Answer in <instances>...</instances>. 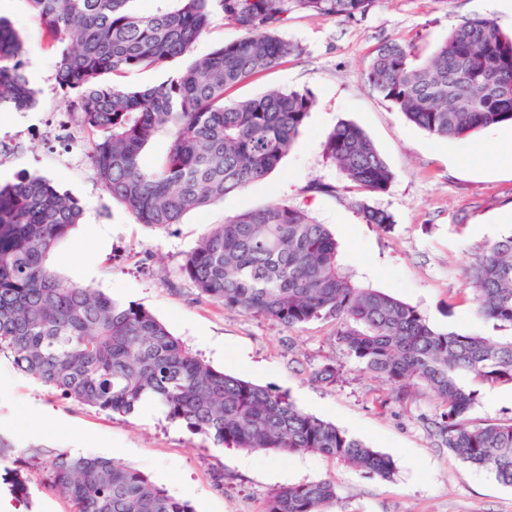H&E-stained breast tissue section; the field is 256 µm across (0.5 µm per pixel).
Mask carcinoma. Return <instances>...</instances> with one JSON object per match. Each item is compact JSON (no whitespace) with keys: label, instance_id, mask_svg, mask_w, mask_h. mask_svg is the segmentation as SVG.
<instances>
[{"label":"carcinoma","instance_id":"carcinoma-1","mask_svg":"<svg viewBox=\"0 0 512 512\" xmlns=\"http://www.w3.org/2000/svg\"><path fill=\"white\" fill-rule=\"evenodd\" d=\"M49 44L66 41L56 84L92 135L89 159L101 187L140 224L165 229L187 212L224 200L274 170L300 134L314 100L272 90L227 103L225 92L303 48L280 35L295 12L365 15L375 0H178L144 15L133 0H28ZM245 35L151 87L101 81L105 74L162 69L188 55L216 19ZM16 31L0 18V112L36 105ZM363 79L409 122L457 140L512 121V36L488 18L455 27L422 62L414 47L380 46ZM161 132L167 151L147 167L144 149ZM324 154L360 189H387L392 172L365 132L337 124ZM368 224L388 212L360 205ZM82 206L48 180L26 175L0 188V353L17 370L81 404L130 415L153 400L166 417L217 447L314 452L389 478L391 458L286 395L213 368L139 305L61 278L50 256L79 224ZM323 224L286 202L241 213L204 234L182 273L198 295L288 328L336 319V341L400 394L424 387L439 402L430 421L441 446L512 487V422L473 426L477 390L461 383H512V338L440 332L418 310L360 286L339 261ZM482 316L512 327V234L486 245L469 267ZM74 512H194L140 471L110 458L41 447L20 449ZM329 481L274 492L265 512H328Z\"/></svg>","mask_w":512,"mask_h":512}]
</instances>
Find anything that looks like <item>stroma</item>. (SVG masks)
Returning a JSON list of instances; mask_svg holds the SVG:
<instances>
[{"mask_svg": "<svg viewBox=\"0 0 512 512\" xmlns=\"http://www.w3.org/2000/svg\"><path fill=\"white\" fill-rule=\"evenodd\" d=\"M473 17L492 19L512 34V12L499 0H376L357 19L292 14L280 33L301 45L302 54L229 90L226 98L308 90L314 106L299 136L269 175L187 212L164 230L138 223L102 189L87 157L89 136L54 145L18 128L14 113L0 112V138L16 141L13 157L0 164V184L24 173L44 176L79 200L83 223L104 232L88 239L80 229L71 231L50 258L61 277L148 309L212 367L288 394L304 412L388 455L395 466L391 478L366 475L317 453L217 448L158 408L122 415L80 405L20 373L3 353L0 436L19 450L74 448L82 456L113 459L141 471L195 512H264L274 491L324 480L336 486L329 512H512V488L439 447L426 425L438 408L432 394L419 388L396 396L337 344L335 320L315 319L290 329L200 298L180 272L185 254L213 225L286 202L328 226L341 263L361 285L415 307L437 329L512 337V328L477 317L466 278L482 246L512 234V168L493 164L497 139L512 133V123L444 141L410 124L362 78L383 43L413 45L423 59L452 28ZM0 18L22 41L31 82L48 92L38 107L43 124L68 118L67 102L50 92L60 52L47 45L27 0H0ZM242 35L215 21L190 57L163 69L129 72L122 82L162 84L190 59ZM342 121L363 129L392 171L385 192L355 187L325 157L326 137ZM466 147L480 152L481 164L462 159ZM363 203L389 212L393 224L365 223L359 214ZM328 362L341 370L333 385L313 377ZM478 390L468 414L472 424L512 420L511 383L482 384ZM8 469L25 478L28 501L19 503L0 483V512H71L69 500L43 482L19 451L0 460V474Z\"/></svg>", "mask_w": 512, "mask_h": 512, "instance_id": "1", "label": "stroma"}]
</instances>
